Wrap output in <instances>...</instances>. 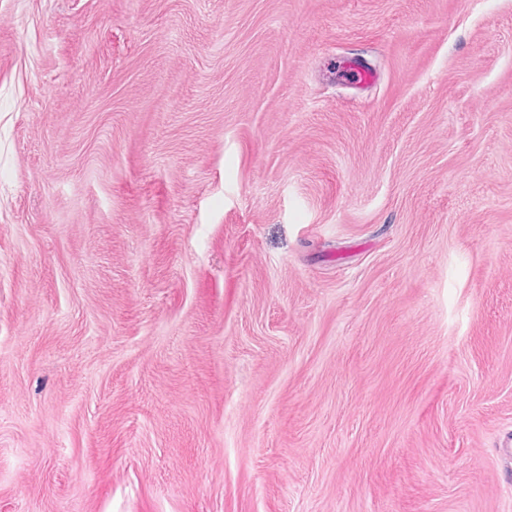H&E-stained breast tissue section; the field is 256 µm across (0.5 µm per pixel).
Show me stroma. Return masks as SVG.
Masks as SVG:
<instances>
[{"mask_svg": "<svg viewBox=\"0 0 512 512\" xmlns=\"http://www.w3.org/2000/svg\"><path fill=\"white\" fill-rule=\"evenodd\" d=\"M509 434L512 0H0V512H512Z\"/></svg>", "mask_w": 512, "mask_h": 512, "instance_id": "obj_1", "label": "stroma"}]
</instances>
